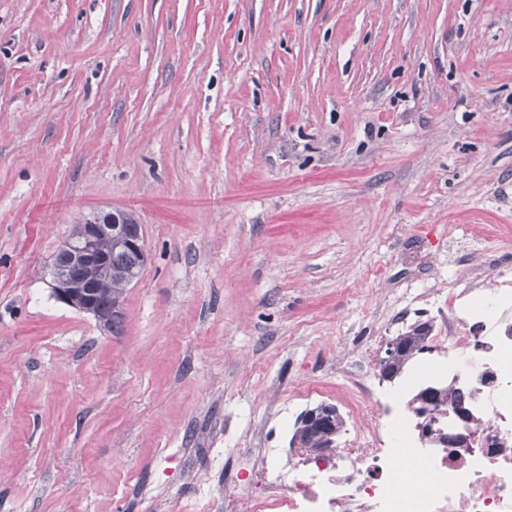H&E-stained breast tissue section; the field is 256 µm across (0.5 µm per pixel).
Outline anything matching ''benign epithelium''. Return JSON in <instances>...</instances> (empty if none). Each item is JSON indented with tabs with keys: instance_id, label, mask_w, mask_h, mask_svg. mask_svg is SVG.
Masks as SVG:
<instances>
[{
	"instance_id": "obj_1",
	"label": "benign epithelium",
	"mask_w": 512,
	"mask_h": 512,
	"mask_svg": "<svg viewBox=\"0 0 512 512\" xmlns=\"http://www.w3.org/2000/svg\"><path fill=\"white\" fill-rule=\"evenodd\" d=\"M124 213L120 210L101 213L95 219L81 225L82 234L78 244L70 242L64 248L71 253L72 263L68 268H56L53 293L57 300L82 311L94 314L104 323L117 322L124 317L119 304L103 305L98 300V281L108 271V253L102 241L115 237L126 248L137 253H145L143 240L138 234H125ZM333 414L319 412L313 414L309 427L315 430L324 441V447L331 448L336 443V432L332 431Z\"/></svg>"
}]
</instances>
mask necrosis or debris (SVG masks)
Returning <instances> with one entry per match:
<instances>
[{"instance_id": "4bbe7bcc", "label": "necrosis or debris", "mask_w": 512, "mask_h": 512, "mask_svg": "<svg viewBox=\"0 0 512 512\" xmlns=\"http://www.w3.org/2000/svg\"><path fill=\"white\" fill-rule=\"evenodd\" d=\"M437 311L428 350L445 360L441 380L465 416L437 414L423 434L412 407L340 362L345 445L285 456L258 449L242 474L247 494L207 491L215 512H512V282H466ZM408 460L423 480L409 482Z\"/></svg>"}]
</instances>
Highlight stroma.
I'll use <instances>...</instances> for the list:
<instances>
[{"mask_svg":"<svg viewBox=\"0 0 512 512\" xmlns=\"http://www.w3.org/2000/svg\"><path fill=\"white\" fill-rule=\"evenodd\" d=\"M112 210L114 330L52 292ZM472 277L512 278V0H0V512L246 493L252 434Z\"/></svg>","mask_w":512,"mask_h":512,"instance_id":"stroma-1","label":"stroma"}]
</instances>
